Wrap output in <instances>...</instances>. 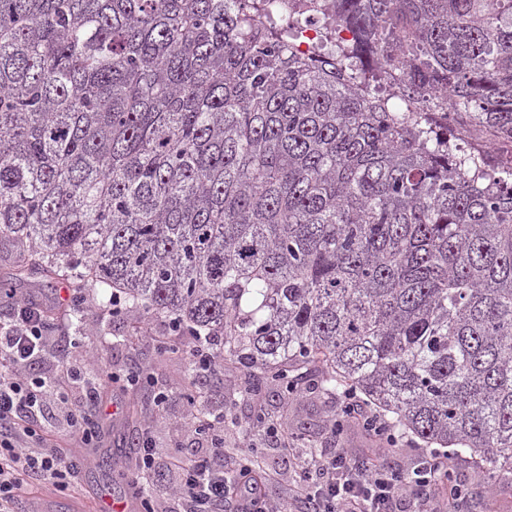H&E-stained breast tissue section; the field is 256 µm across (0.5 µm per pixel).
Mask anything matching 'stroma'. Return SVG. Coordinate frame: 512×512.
Returning <instances> with one entry per match:
<instances>
[{
	"label": "stroma",
	"mask_w": 512,
	"mask_h": 512,
	"mask_svg": "<svg viewBox=\"0 0 512 512\" xmlns=\"http://www.w3.org/2000/svg\"><path fill=\"white\" fill-rule=\"evenodd\" d=\"M167 338L166 326L159 320L147 325L127 318L112 321L102 314L98 295L89 293L81 325L71 324L48 331L45 350L34 365V373L67 382L65 399L47 397L39 423L41 434L51 437L63 448L75 445L68 410L83 402L84 390L82 380L67 379V370H82L91 365L100 372L117 374L129 369H153V387L111 393L103 406L89 411V418L98 425L89 443V453L96 461L112 447L115 439L149 431L159 453L155 469L165 476L164 483L158 484L152 497L159 512H180L181 509L168 494L169 484L178 477L176 470L170 467L175 451L187 448L198 455L210 452L209 443L195 435L187 424L190 409L185 398L187 392L194 391L201 396L203 405L198 411L199 417L223 409L237 416V424L224 428L227 458H234L242 441V424L260 408L265 409L278 426L298 434L297 455L305 457L312 448L326 446L328 434L324 425L336 413L334 402L308 397L282 401L268 390L241 395L237 390L238 373L229 366L202 383H195L185 359L160 354L158 346ZM251 434L265 450L264 469L276 476L269 488L270 496L287 501L288 489L296 478L292 465L276 448L273 438L265 436L263 428L252 427ZM130 477L129 467L106 471L94 463L83 469L76 491L62 492L52 484H39L28 496L29 505L32 512H100L99 496L104 493L124 496ZM453 480L473 491L468 499V512H512V492L490 483L487 465L458 463Z\"/></svg>",
	"instance_id": "obj_1"
}]
</instances>
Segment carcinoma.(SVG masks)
<instances>
[{
  "instance_id": "carcinoma-1",
  "label": "carcinoma",
  "mask_w": 512,
  "mask_h": 512,
  "mask_svg": "<svg viewBox=\"0 0 512 512\" xmlns=\"http://www.w3.org/2000/svg\"><path fill=\"white\" fill-rule=\"evenodd\" d=\"M325 7L306 56L259 0H0V299L95 288L512 488V156L455 133L512 143V0Z\"/></svg>"
}]
</instances>
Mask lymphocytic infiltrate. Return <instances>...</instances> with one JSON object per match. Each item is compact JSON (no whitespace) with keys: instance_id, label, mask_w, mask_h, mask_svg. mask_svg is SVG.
<instances>
[{"instance_id":"lymphocytic-infiltrate-1","label":"lymphocytic infiltrate","mask_w":512,"mask_h":512,"mask_svg":"<svg viewBox=\"0 0 512 512\" xmlns=\"http://www.w3.org/2000/svg\"><path fill=\"white\" fill-rule=\"evenodd\" d=\"M45 346L41 311L19 298L9 324L0 325V512H21L31 483L52 481L65 488L84 467L17 421L20 412L43 404L47 382L33 376L31 368ZM349 420L371 423L363 460H353L334 442L321 449L289 490L297 512H464L460 487L439 479L454 470L451 455L433 448L413 467L388 472L381 462L398 439L384 432L381 414L357 403ZM271 480L251 450H240L231 469L224 456L208 455L182 467L179 496L189 512H222L229 498L235 499L237 512H279L268 492Z\"/></svg>"}]
</instances>
